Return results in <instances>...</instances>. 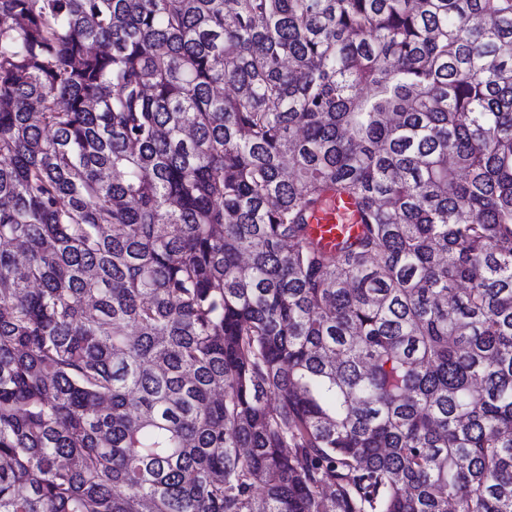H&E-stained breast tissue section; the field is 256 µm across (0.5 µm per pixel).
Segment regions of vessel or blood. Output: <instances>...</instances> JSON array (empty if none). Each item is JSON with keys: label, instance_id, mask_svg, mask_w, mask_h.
<instances>
[{"label": "vessel or blood", "instance_id": "b4317fda", "mask_svg": "<svg viewBox=\"0 0 512 512\" xmlns=\"http://www.w3.org/2000/svg\"><path fill=\"white\" fill-rule=\"evenodd\" d=\"M361 215L353 198L329 194L311 217L312 235L328 248L361 231Z\"/></svg>", "mask_w": 512, "mask_h": 512}]
</instances>
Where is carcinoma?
I'll use <instances>...</instances> for the list:
<instances>
[{"label":"carcinoma","mask_w":512,"mask_h":512,"mask_svg":"<svg viewBox=\"0 0 512 512\" xmlns=\"http://www.w3.org/2000/svg\"><path fill=\"white\" fill-rule=\"evenodd\" d=\"M450 508L512 512V0H0V512ZM312 235L327 248L347 238L356 237L362 224L358 206L353 198L329 194L310 221Z\"/></svg>","instance_id":"carcinoma-1"}]
</instances>
